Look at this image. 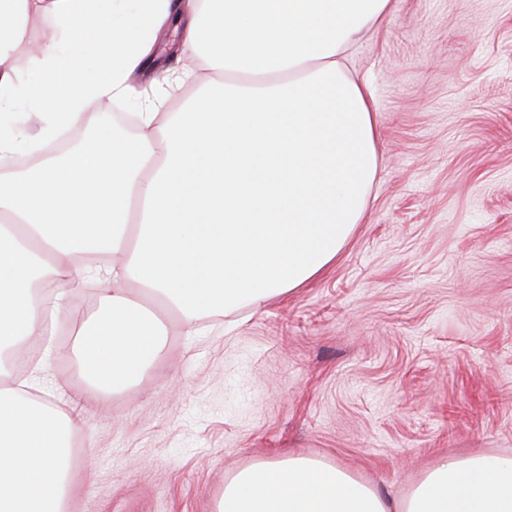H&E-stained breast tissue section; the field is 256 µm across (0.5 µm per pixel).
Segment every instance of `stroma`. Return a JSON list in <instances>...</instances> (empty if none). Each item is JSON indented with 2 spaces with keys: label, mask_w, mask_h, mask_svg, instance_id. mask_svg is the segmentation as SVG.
<instances>
[{
  "label": "stroma",
  "mask_w": 512,
  "mask_h": 512,
  "mask_svg": "<svg viewBox=\"0 0 512 512\" xmlns=\"http://www.w3.org/2000/svg\"><path fill=\"white\" fill-rule=\"evenodd\" d=\"M380 129L364 224L260 307L178 313L136 282L166 342L141 381L88 399L74 351L87 280L52 346L28 341L73 434V512H216L273 458L406 497L442 456H512V0H395L358 43Z\"/></svg>",
  "instance_id": "1"
}]
</instances>
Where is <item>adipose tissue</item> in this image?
Returning <instances> with one entry per match:
<instances>
[{
    "instance_id": "obj_1",
    "label": "adipose tissue",
    "mask_w": 512,
    "mask_h": 512,
    "mask_svg": "<svg viewBox=\"0 0 512 512\" xmlns=\"http://www.w3.org/2000/svg\"><path fill=\"white\" fill-rule=\"evenodd\" d=\"M0 0V163L23 115L44 116L29 149L83 124L93 100L126 95L151 63L145 37L177 20L185 65L155 73L205 93L173 113L137 115L138 132L0 174V360L71 306L81 256L104 252L100 309L78 331L91 393L143 379L161 321L127 280L165 299L186 328L217 307L260 304L317 278L363 223L378 162L373 95L347 62L392 0ZM95 49L79 63L74 42ZM28 70L65 78L62 108ZM223 72V82L213 75ZM25 380L0 383V512H69L70 437L78 423ZM218 512H512V458L446 457L394 501L340 467L303 457L251 465L224 486Z\"/></svg>"
}]
</instances>
